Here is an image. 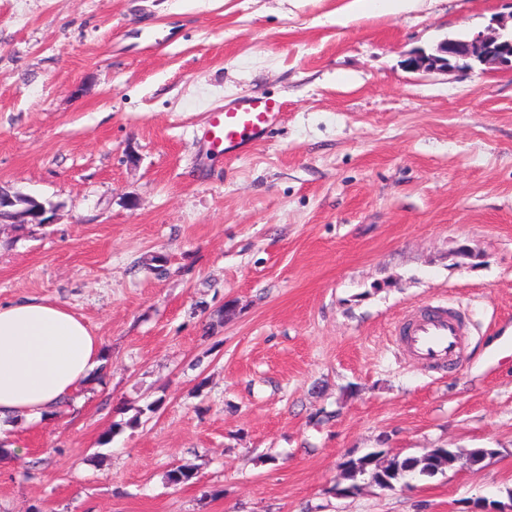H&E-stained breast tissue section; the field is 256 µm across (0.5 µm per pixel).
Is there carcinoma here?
<instances>
[{
	"label": "carcinoma",
	"mask_w": 512,
	"mask_h": 512,
	"mask_svg": "<svg viewBox=\"0 0 512 512\" xmlns=\"http://www.w3.org/2000/svg\"><path fill=\"white\" fill-rule=\"evenodd\" d=\"M381 453L372 452L345 463V469L340 481L336 482L334 490L340 493H354L360 490V482L366 478L380 489H385L387 482H397L407 478H430L449 468L460 455L446 449L434 448L430 456H397L383 463ZM195 475L194 469L181 465L169 470L167 480L171 484H181L190 481Z\"/></svg>",
	"instance_id": "obj_1"
}]
</instances>
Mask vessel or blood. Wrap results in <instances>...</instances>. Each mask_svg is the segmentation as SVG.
<instances>
[{"label":"vessel or blood","mask_w":512,"mask_h":512,"mask_svg":"<svg viewBox=\"0 0 512 512\" xmlns=\"http://www.w3.org/2000/svg\"><path fill=\"white\" fill-rule=\"evenodd\" d=\"M281 118L276 102L262 97L243 99L212 113L206 136L214 152L231 156L264 140ZM399 334L415 360L443 370L460 358L466 329L455 313L429 310L401 322Z\"/></svg>","instance_id":"b4317fda"}]
</instances>
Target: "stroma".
I'll return each mask as SVG.
<instances>
[{
  "label": "stroma",
  "mask_w": 512,
  "mask_h": 512,
  "mask_svg": "<svg viewBox=\"0 0 512 512\" xmlns=\"http://www.w3.org/2000/svg\"><path fill=\"white\" fill-rule=\"evenodd\" d=\"M349 2L0 0V189L53 209L0 224V303H62L105 350L0 461V512L512 503V69L405 65L512 0ZM254 96L282 121L213 153L210 112ZM432 300L469 323L444 375L390 338ZM440 447L411 490L335 493L348 458ZM350 7L358 14H399L415 7L418 0H351Z\"/></svg>",
  "instance_id": "obj_1"
}]
</instances>
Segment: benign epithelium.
Instances as JSON below:
<instances>
[{"mask_svg": "<svg viewBox=\"0 0 512 512\" xmlns=\"http://www.w3.org/2000/svg\"><path fill=\"white\" fill-rule=\"evenodd\" d=\"M500 64L512 67V33L497 32L491 36L481 33L462 38L446 39L437 46V53L421 52L408 61L412 69L448 70L456 67L473 69L474 65ZM49 209L28 196L0 189V222L11 224H49Z\"/></svg>", "mask_w": 512, "mask_h": 512, "instance_id": "1", "label": "benign epithelium"}]
</instances>
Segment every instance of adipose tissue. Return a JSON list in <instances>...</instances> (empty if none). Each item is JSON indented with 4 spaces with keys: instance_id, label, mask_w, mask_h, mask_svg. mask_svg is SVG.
Segmentation results:
<instances>
[{
    "instance_id": "1",
    "label": "adipose tissue",
    "mask_w": 512,
    "mask_h": 512,
    "mask_svg": "<svg viewBox=\"0 0 512 512\" xmlns=\"http://www.w3.org/2000/svg\"><path fill=\"white\" fill-rule=\"evenodd\" d=\"M102 356L100 340L66 306L36 298L0 304V439L20 418L48 415Z\"/></svg>"
}]
</instances>
